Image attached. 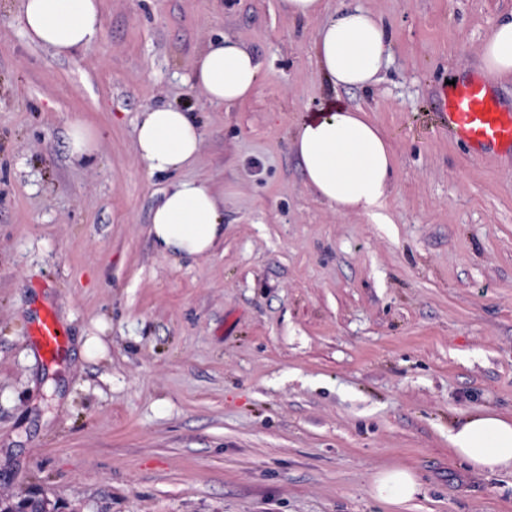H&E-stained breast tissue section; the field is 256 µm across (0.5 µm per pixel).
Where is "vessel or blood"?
Returning a JSON list of instances; mask_svg holds the SVG:
<instances>
[{
  "label": "vessel or blood",
  "mask_w": 512,
  "mask_h": 512,
  "mask_svg": "<svg viewBox=\"0 0 512 512\" xmlns=\"http://www.w3.org/2000/svg\"><path fill=\"white\" fill-rule=\"evenodd\" d=\"M432 116L447 129L451 139L469 146L477 156H497L512 162V110L503 109L485 81L459 78L443 85ZM34 334L44 359L57 360L67 339L53 311H45Z\"/></svg>",
  "instance_id": "1"
}]
</instances>
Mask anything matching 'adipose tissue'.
<instances>
[{
  "label": "adipose tissue",
  "instance_id": "adipose-tissue-1",
  "mask_svg": "<svg viewBox=\"0 0 512 512\" xmlns=\"http://www.w3.org/2000/svg\"><path fill=\"white\" fill-rule=\"evenodd\" d=\"M283 7L298 19L321 18L313 50L333 87L368 89L381 81L391 39L380 16L353 0H339L333 9L327 0H283ZM19 12L26 38L62 57L88 48L101 28L100 0H20ZM481 67L490 79L512 80V10L499 14L486 36ZM259 76L256 58L230 38L209 44L192 73L208 100L227 106L245 98ZM200 136L194 117L182 109L160 106L143 112L136 142L148 175L189 165ZM291 142L307 185L323 199L385 223L381 206L394 179V157L379 128L360 109L336 104L299 124ZM150 234L165 255L213 253L224 238L221 197L203 181L171 184L151 213ZM448 444L473 470L512 473V417L495 411L471 415L449 430ZM419 491L417 476L405 467L378 472L370 486L374 499L400 504L414 500Z\"/></svg>",
  "mask_w": 512,
  "mask_h": 512
}]
</instances>
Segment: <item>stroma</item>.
Returning a JSON list of instances; mask_svg holds the SVG:
<instances>
[{
  "instance_id": "obj_1",
  "label": "stroma",
  "mask_w": 512,
  "mask_h": 512,
  "mask_svg": "<svg viewBox=\"0 0 512 512\" xmlns=\"http://www.w3.org/2000/svg\"><path fill=\"white\" fill-rule=\"evenodd\" d=\"M392 33L371 89H333L318 20L281 0H102L96 42L61 59L0 0V491L47 512H512V473L456 460L448 430L512 414V162L426 117L512 0H359ZM231 37L257 58L224 106L187 82ZM396 158L389 223L306 184L291 136L335 101ZM186 106L197 157L148 175L141 112ZM92 154L68 150L73 122ZM224 197L209 256L156 251L149 214L178 179ZM52 308L69 338L46 362ZM420 493L373 500L379 471ZM34 336L45 360H57L64 353L67 339L52 310H46L39 319ZM420 491L414 472L405 467H395L378 472L371 483V496L382 502L408 504Z\"/></svg>"
}]
</instances>
